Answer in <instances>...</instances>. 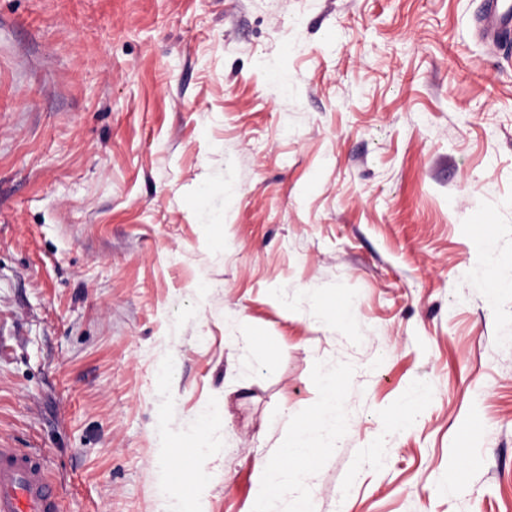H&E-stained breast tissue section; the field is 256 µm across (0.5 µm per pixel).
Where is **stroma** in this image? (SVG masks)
<instances>
[{"label":"stroma","mask_w":512,"mask_h":512,"mask_svg":"<svg viewBox=\"0 0 512 512\" xmlns=\"http://www.w3.org/2000/svg\"><path fill=\"white\" fill-rule=\"evenodd\" d=\"M481 8L0 0V443L61 512H251L332 374L311 512H512V47Z\"/></svg>","instance_id":"1"}]
</instances>
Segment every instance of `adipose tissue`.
Listing matches in <instances>:
<instances>
[{"label":"adipose tissue","mask_w":512,"mask_h":512,"mask_svg":"<svg viewBox=\"0 0 512 512\" xmlns=\"http://www.w3.org/2000/svg\"><path fill=\"white\" fill-rule=\"evenodd\" d=\"M321 390L324 404L316 422L291 432L285 446L277 449L275 461L257 469L253 512H275L286 493L292 494L296 506L307 503L311 479L308 463L314 455L317 437L323 431L336 432L341 427L335 378L325 379Z\"/></svg>","instance_id":"adipose-tissue-1"}]
</instances>
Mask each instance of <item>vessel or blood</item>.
<instances>
[{
  "label": "vessel or blood",
  "mask_w": 512,
  "mask_h": 512,
  "mask_svg": "<svg viewBox=\"0 0 512 512\" xmlns=\"http://www.w3.org/2000/svg\"><path fill=\"white\" fill-rule=\"evenodd\" d=\"M483 32L512 39V0H483ZM61 491L50 478L41 453L0 444V512H60Z\"/></svg>",
  "instance_id": "obj_1"
}]
</instances>
